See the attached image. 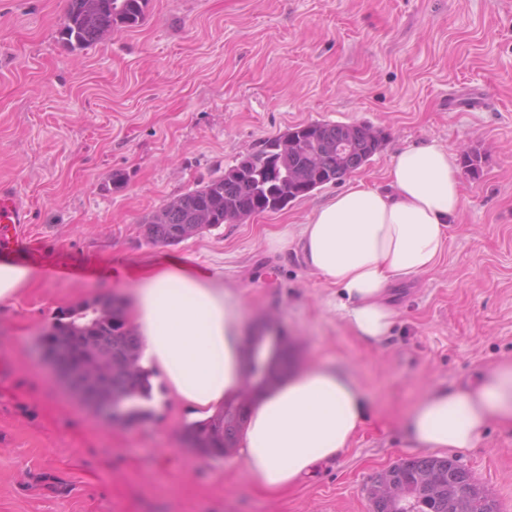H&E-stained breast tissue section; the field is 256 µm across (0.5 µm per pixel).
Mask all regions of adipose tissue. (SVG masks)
<instances>
[{
	"mask_svg": "<svg viewBox=\"0 0 512 512\" xmlns=\"http://www.w3.org/2000/svg\"><path fill=\"white\" fill-rule=\"evenodd\" d=\"M385 178L383 187L357 181L304 223L269 238L275 249L297 246L305 265L334 288L332 308L372 343L396 322L391 288L438 266L462 205L457 157L442 142L404 148ZM124 271L135 283L125 305L142 365L163 376L168 397L180 406L214 414L246 372L242 322L223 280L169 255ZM37 278L36 266L0 257V303L17 299ZM368 416L353 378L328 364L307 366L257 396L240 454L260 487L279 492L339 459ZM493 419L512 420V361L473 383L428 390L408 420L410 445L461 453L478 446Z\"/></svg>",
	"mask_w": 512,
	"mask_h": 512,
	"instance_id": "adipose-tissue-1",
	"label": "adipose tissue"
}]
</instances>
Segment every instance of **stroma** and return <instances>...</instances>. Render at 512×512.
<instances>
[{"instance_id":"stroma-1","label":"stroma","mask_w":512,"mask_h":512,"mask_svg":"<svg viewBox=\"0 0 512 512\" xmlns=\"http://www.w3.org/2000/svg\"><path fill=\"white\" fill-rule=\"evenodd\" d=\"M67 0H0V187L28 209L40 285L0 308V512H370L365 484L416 457L405 420L431 388L512 360V0H148L138 25L83 50L58 39ZM314 121L368 124L384 142L355 178L432 140L480 150L439 266L395 288L391 335L355 337L297 251L268 235L337 182L283 210L147 243L141 221L262 141ZM175 255L218 273L244 327L261 317L301 363L352 375L370 417L349 450L297 487L261 489L239 453L181 439L190 410L155 379L154 415L99 420L36 345L107 269ZM512 512V425L491 420L458 458Z\"/></svg>"}]
</instances>
